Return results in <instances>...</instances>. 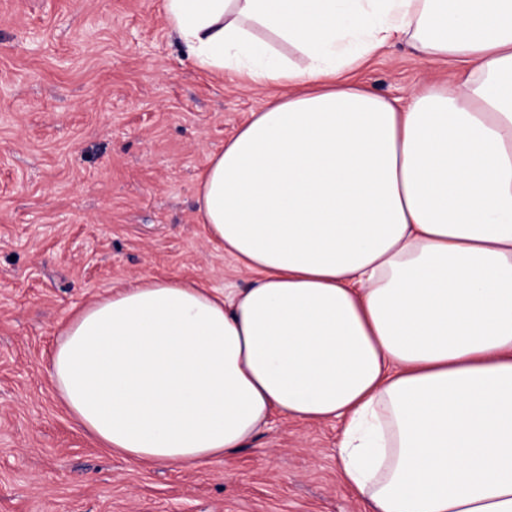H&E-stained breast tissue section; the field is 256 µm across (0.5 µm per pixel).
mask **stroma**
<instances>
[{"label": "stroma", "mask_w": 512, "mask_h": 512, "mask_svg": "<svg viewBox=\"0 0 512 512\" xmlns=\"http://www.w3.org/2000/svg\"><path fill=\"white\" fill-rule=\"evenodd\" d=\"M407 42L357 73L387 97L440 79ZM275 86L196 72L163 0H0V512H364L337 427L272 421L185 470L132 462L49 379L60 323L147 275L247 276L195 217L209 156Z\"/></svg>", "instance_id": "stroma-1"}]
</instances>
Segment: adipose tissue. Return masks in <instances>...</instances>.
<instances>
[{
	"label": "adipose tissue",
	"instance_id": "adipose-tissue-1",
	"mask_svg": "<svg viewBox=\"0 0 512 512\" xmlns=\"http://www.w3.org/2000/svg\"><path fill=\"white\" fill-rule=\"evenodd\" d=\"M163 9L194 67L281 89L197 179L249 284L147 275L84 305L50 355L69 414L188 470L276 417L335 423L365 512H512V0ZM404 39L447 79L352 80Z\"/></svg>",
	"mask_w": 512,
	"mask_h": 512
}]
</instances>
